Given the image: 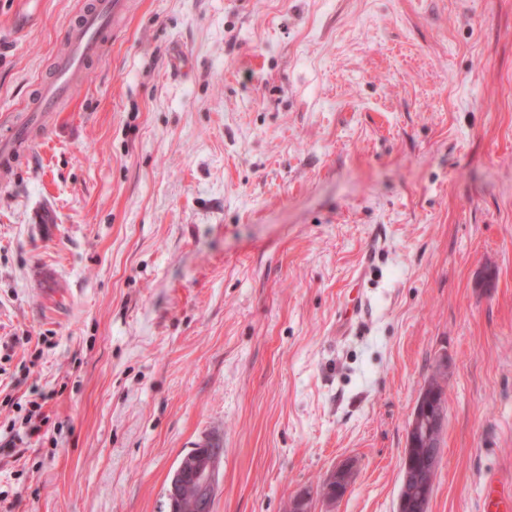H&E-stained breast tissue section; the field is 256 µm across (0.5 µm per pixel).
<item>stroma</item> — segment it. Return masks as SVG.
<instances>
[{"mask_svg":"<svg viewBox=\"0 0 512 512\" xmlns=\"http://www.w3.org/2000/svg\"><path fill=\"white\" fill-rule=\"evenodd\" d=\"M85 0H0V136ZM0 184V512H396L448 360L428 512L512 486V0H130ZM38 389L41 435H10ZM215 443L204 440L180 459L165 492L168 512H183L188 497L195 512H212L223 462L220 446L211 447ZM357 470V462L354 459H347L336 468L329 471L323 478L325 484L319 483L318 486L325 489L321 495V507L324 511H332L331 508L336 501L342 499L352 485L355 472Z\"/></svg>","mask_w":512,"mask_h":512,"instance_id":"obj_1","label":"stroma"}]
</instances>
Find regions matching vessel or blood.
Wrapping results in <instances>:
<instances>
[{
	"label": "vessel or blood",
	"mask_w": 512,
	"mask_h": 512,
	"mask_svg": "<svg viewBox=\"0 0 512 512\" xmlns=\"http://www.w3.org/2000/svg\"><path fill=\"white\" fill-rule=\"evenodd\" d=\"M127 0H91L75 24L67 28L63 37L68 51L60 63L53 80L40 91L43 111H51L56 103L68 96L75 77L86 65L99 59L104 38L111 33L114 20L126 11ZM33 119L15 125L13 143L0 149V176H7L16 160L15 144L25 142L33 126ZM484 512H512V487L503 488L496 482L486 487Z\"/></svg>",
	"instance_id": "vessel-or-blood-1"
}]
</instances>
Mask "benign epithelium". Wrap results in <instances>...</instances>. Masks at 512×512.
<instances>
[{
	"mask_svg": "<svg viewBox=\"0 0 512 512\" xmlns=\"http://www.w3.org/2000/svg\"><path fill=\"white\" fill-rule=\"evenodd\" d=\"M445 427L442 411L434 418L425 420L419 410H414L409 422L408 436L420 432L434 440L441 437ZM215 440L207 439L198 447L186 453L177 464L165 495L168 512H183L185 501L191 502L194 512H212L215 500L223 452L214 447ZM440 463V453L436 448L424 449L422 462L415 464L406 461V469L413 474L410 482H401L398 510L408 507L415 512H428L435 476ZM357 462L348 459L329 471L323 478L325 492L321 507L331 512L336 501L342 499L352 485Z\"/></svg>",
	"mask_w": 512,
	"mask_h": 512,
	"instance_id": "1",
	"label": "benign epithelium"
}]
</instances>
